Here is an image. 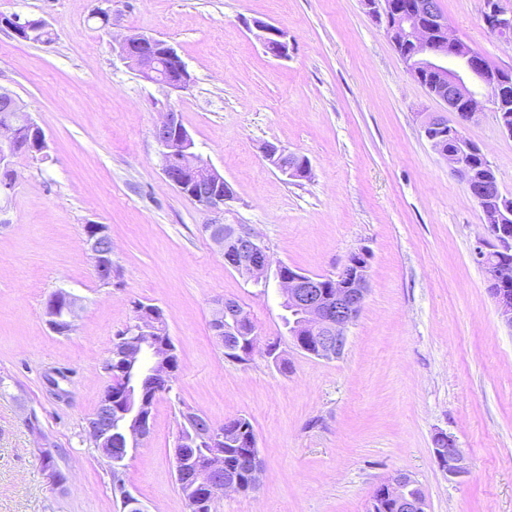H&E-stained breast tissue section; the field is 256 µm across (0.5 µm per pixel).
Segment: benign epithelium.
Returning a JSON list of instances; mask_svg holds the SVG:
<instances>
[{"mask_svg":"<svg viewBox=\"0 0 512 512\" xmlns=\"http://www.w3.org/2000/svg\"><path fill=\"white\" fill-rule=\"evenodd\" d=\"M363 5L392 44L402 48V61L414 80H422L427 72L448 82V97H441L439 101L446 111L454 114V120H447V115L441 113L425 119L421 129L431 146H436L433 130L437 128L446 127L456 139H467V125L484 110L495 113L501 131L512 138V116L508 113L512 107V74L491 64L483 53L456 37L437 0H416L413 12L408 15L400 10L396 0H363ZM482 19L491 35L504 41L512 39V3L509 0H484ZM42 24V20H22L16 15L0 19V26L18 38L35 32ZM247 29L265 53L275 59L286 60L294 50V38L278 25L254 19ZM162 47L175 53L165 40L132 34L118 44V53L127 62L139 63L140 76L154 82L155 51ZM19 129L20 125L11 120L0 122V193L12 189L15 183L11 159L18 152ZM154 137L162 147L166 178L179 193L215 215L213 221L205 225V231L224 251V265L257 284L267 280L271 267L267 246L247 225L222 221L228 203L234 199L233 190L217 170L195 153L194 140L182 125L178 112L166 113L155 127ZM263 153L269 164L288 179L311 174L310 164L297 166L298 154L280 145L268 143ZM440 156L448 163L452 175L466 183L471 198L482 202L486 187L470 180L462 156L453 151L442 152ZM483 213L487 231L484 245L502 258L501 264L490 272L489 291L501 318L512 328V226L505 221L512 211L502 206L485 209ZM104 240H112L106 225H86L84 244L100 281L107 283L112 280V246H103ZM369 264L370 252L361 248L348 256L334 278L278 267L276 276L283 304L302 315L289 335L311 342L322 359L340 357L345 350L348 329L360 316L369 292ZM63 299L62 306L57 302L46 306L49 328L62 336L73 330L78 306L77 298L68 292L63 293ZM251 325L249 314L236 300H214L211 330L217 339H222L226 332L231 336H250L253 334ZM131 334L136 339L123 346L116 359L122 371L131 369L141 373V377L130 381L122 379L121 385L103 394L100 405L110 411L113 403L120 404L122 438L127 447L135 448L150 434L149 402L173 386L175 369L170 357V341L157 336V330L146 319H137ZM88 426L102 459L112 464V427L97 424L94 416L89 418ZM203 436L217 452L210 455L204 467L192 473L180 468L176 477L213 501L220 491H235L238 486L224 476V455L219 452L224 447L223 428L211 422ZM433 445L437 466L444 476L459 479L467 474L466 459L452 436L439 431L434 435ZM408 482L413 484L415 480L400 473L378 486L380 493L372 496L371 512H378L382 507L381 498L397 494Z\"/></svg>","mask_w":512,"mask_h":512,"instance_id":"obj_1","label":"benign epithelium"}]
</instances>
